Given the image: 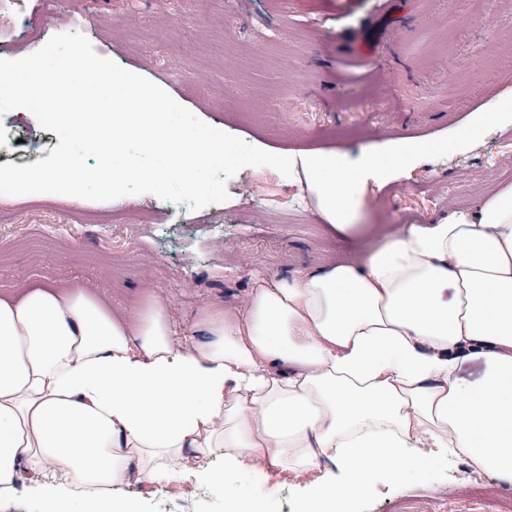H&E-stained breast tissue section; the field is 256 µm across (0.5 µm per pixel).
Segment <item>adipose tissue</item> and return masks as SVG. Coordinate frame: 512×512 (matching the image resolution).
Segmentation results:
<instances>
[{
	"label": "adipose tissue",
	"instance_id": "1",
	"mask_svg": "<svg viewBox=\"0 0 512 512\" xmlns=\"http://www.w3.org/2000/svg\"><path fill=\"white\" fill-rule=\"evenodd\" d=\"M418 151L285 163L344 233L365 185ZM195 328L177 336L157 297L119 316L76 284L0 296V499L23 467L42 501L87 504L135 470L219 486L225 512H261L272 477L303 482L300 512H354L378 484H417L453 459L512 486V186L362 264L254 279L241 308H201ZM217 448L218 472L204 465Z\"/></svg>",
	"mask_w": 512,
	"mask_h": 512
}]
</instances>
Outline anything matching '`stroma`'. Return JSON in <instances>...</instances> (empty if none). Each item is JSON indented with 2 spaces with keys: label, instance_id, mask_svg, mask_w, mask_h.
Returning <instances> with one entry per match:
<instances>
[{
  "label": "stroma",
  "instance_id": "obj_1",
  "mask_svg": "<svg viewBox=\"0 0 512 512\" xmlns=\"http://www.w3.org/2000/svg\"><path fill=\"white\" fill-rule=\"evenodd\" d=\"M79 19L95 52L158 84L211 126L277 155L355 154L407 141L437 145L477 111L512 97V0H50ZM20 135L18 165L59 143L32 113L0 116ZM512 185V124L489 125L462 149L406 164L369 187L357 226L326 229L298 182L269 166L228 178L229 198L171 212L131 195L100 205L43 194L0 200V294L75 282L131 312L165 300L180 335L206 304L242 306L258 276L360 261L395 232L433 224ZM114 496L136 512H224L210 483L153 485L131 473ZM356 512H512V487L452 461L422 485H379Z\"/></svg>",
  "mask_w": 512,
  "mask_h": 512
}]
</instances>
